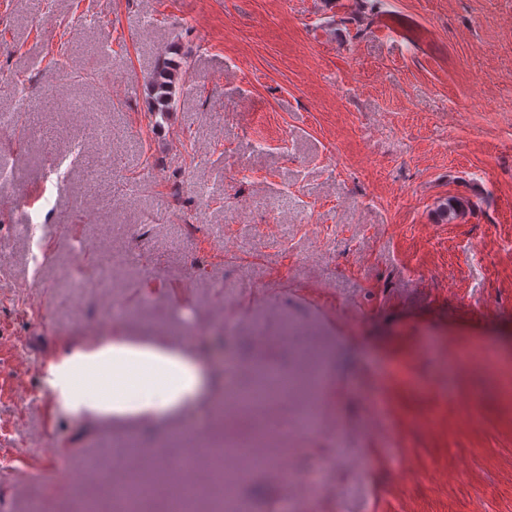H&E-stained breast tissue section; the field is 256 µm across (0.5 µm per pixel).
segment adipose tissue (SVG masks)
Segmentation results:
<instances>
[{"label":"adipose tissue","instance_id":"ef3b65f1","mask_svg":"<svg viewBox=\"0 0 512 512\" xmlns=\"http://www.w3.org/2000/svg\"><path fill=\"white\" fill-rule=\"evenodd\" d=\"M40 382L59 416L152 424L194 407L209 376L190 352L111 335L61 344L43 361Z\"/></svg>","mask_w":512,"mask_h":512}]
</instances>
